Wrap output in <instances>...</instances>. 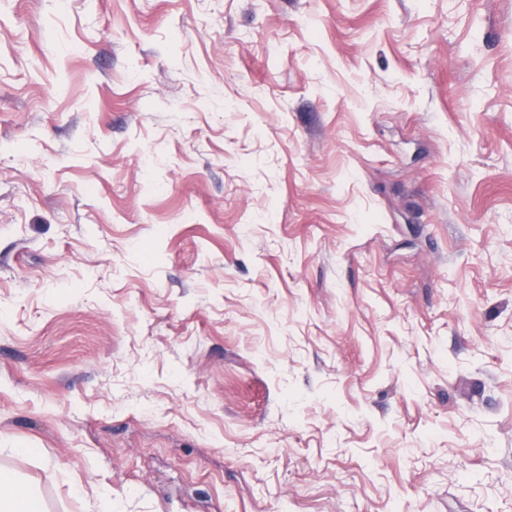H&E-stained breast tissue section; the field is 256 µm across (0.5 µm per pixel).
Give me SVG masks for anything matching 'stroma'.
<instances>
[{"mask_svg":"<svg viewBox=\"0 0 512 512\" xmlns=\"http://www.w3.org/2000/svg\"><path fill=\"white\" fill-rule=\"evenodd\" d=\"M0 468L512 512V0H0Z\"/></svg>","mask_w":512,"mask_h":512,"instance_id":"35a3bbf8","label":"stroma"}]
</instances>
